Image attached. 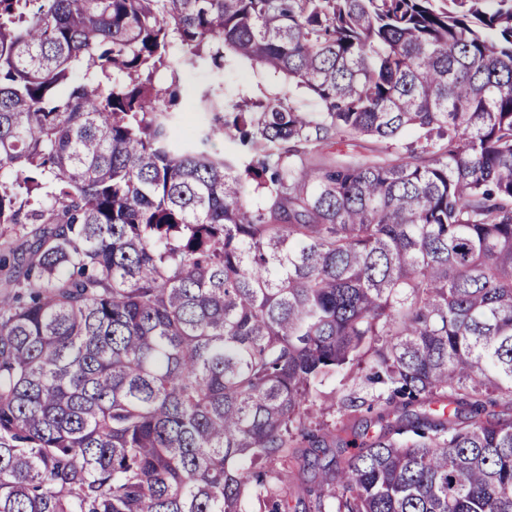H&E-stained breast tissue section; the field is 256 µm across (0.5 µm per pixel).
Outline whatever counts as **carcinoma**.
<instances>
[{
    "instance_id": "obj_1",
    "label": "carcinoma",
    "mask_w": 512,
    "mask_h": 512,
    "mask_svg": "<svg viewBox=\"0 0 512 512\" xmlns=\"http://www.w3.org/2000/svg\"><path fill=\"white\" fill-rule=\"evenodd\" d=\"M174 46L323 111L206 91L179 137ZM4 171L0 512H288L309 398L365 363L426 410L338 441V512H512V0H0ZM376 143L366 136L356 137L346 141H335L325 146L321 151L323 161H328L337 156L347 155L351 153H362L372 155L370 149L375 147ZM10 246L14 252L15 261L10 267L0 270V294L9 295L10 291L17 290L16 288H4L5 279L8 275H20L21 279L27 268L26 260L32 250L34 239L27 231L12 233L8 237ZM14 266V267H13ZM11 271V272H10Z\"/></svg>"
}]
</instances>
